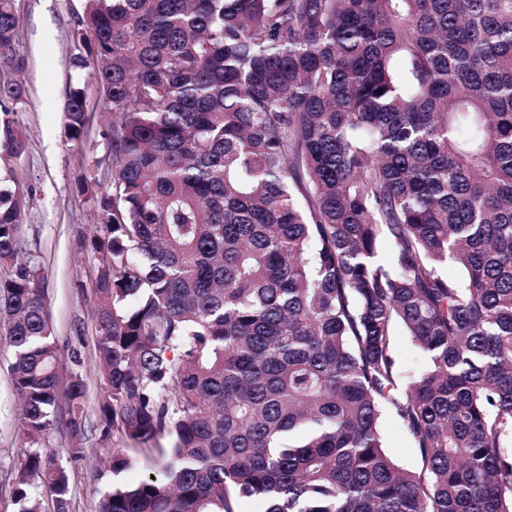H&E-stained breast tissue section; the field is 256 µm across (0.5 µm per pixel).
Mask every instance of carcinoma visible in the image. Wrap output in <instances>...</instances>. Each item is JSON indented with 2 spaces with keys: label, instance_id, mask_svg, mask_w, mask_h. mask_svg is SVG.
I'll return each mask as SVG.
<instances>
[{
  "label": "carcinoma",
  "instance_id": "cac0c4a2",
  "mask_svg": "<svg viewBox=\"0 0 512 512\" xmlns=\"http://www.w3.org/2000/svg\"><path fill=\"white\" fill-rule=\"evenodd\" d=\"M18 17L0 0V69ZM112 170L91 239L97 512H512V0H85ZM0 79V170L23 153ZM85 91L69 90L71 137ZM0 188V341L31 448L19 512H70L36 444L77 457L81 359L59 351ZM389 246L385 258L381 244ZM463 269L448 277V262ZM430 369L399 388L394 326ZM389 411L421 460L385 450ZM171 438L165 448L163 436Z\"/></svg>",
  "mask_w": 512,
  "mask_h": 512
}]
</instances>
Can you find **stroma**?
Segmentation results:
<instances>
[{"label": "stroma", "instance_id": "stroma-1", "mask_svg": "<svg viewBox=\"0 0 512 512\" xmlns=\"http://www.w3.org/2000/svg\"><path fill=\"white\" fill-rule=\"evenodd\" d=\"M19 20L13 54L20 66L26 102L13 115L24 152L14 176L27 189L21 212L23 256L39 272L50 314L52 334L60 352L62 372L71 368L70 355L79 352L86 384L84 453H70L64 428L47 431L38 442L70 478L71 512H96L97 501L111 474L104 471V447L119 448L113 436L102 440L97 405L103 379L96 357L91 291L95 262L88 244L102 234L98 194L109 182L108 143L104 133L112 122L95 83L69 65L72 31L83 13L84 0H14ZM83 88L91 119L80 138H69L64 108L69 88ZM12 350L0 343V512H18L14 478L27 441L20 429L19 402L9 366ZM388 453L403 468L415 471L421 461L408 435L392 415L381 419Z\"/></svg>", "mask_w": 512, "mask_h": 512}]
</instances>
